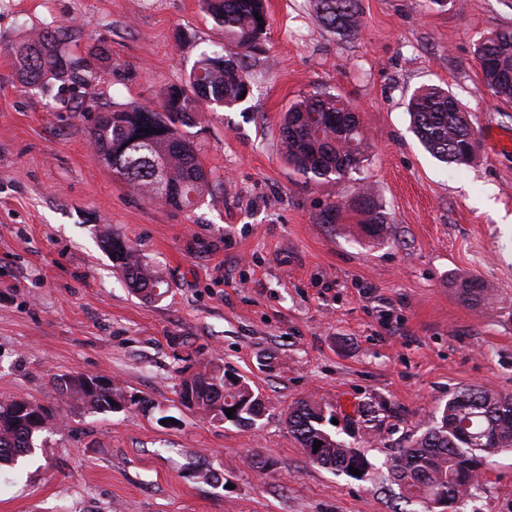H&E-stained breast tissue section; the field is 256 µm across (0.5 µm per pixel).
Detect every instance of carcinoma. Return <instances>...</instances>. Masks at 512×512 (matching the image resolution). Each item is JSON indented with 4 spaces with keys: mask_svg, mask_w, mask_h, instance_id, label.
Masks as SVG:
<instances>
[{
    "mask_svg": "<svg viewBox=\"0 0 512 512\" xmlns=\"http://www.w3.org/2000/svg\"><path fill=\"white\" fill-rule=\"evenodd\" d=\"M214 22L224 30L219 51L203 55L189 74V91H171L155 108L137 103L104 112L92 130L98 157L150 202L188 210L201 198L222 190L200 159V150L189 128L201 105L231 108L249 91L247 69L265 53L261 42L268 26L264 0H203ZM317 21L329 32L352 34L360 25L358 0H311ZM262 20H256L254 13ZM66 28L46 30L20 44L15 66L20 81L49 89L56 84L76 86L83 81L87 62L72 58L63 48ZM482 80L491 96L512 106V29L492 32L475 49ZM449 91L428 87L409 104L414 132L421 144L439 161L462 165L471 161L473 121L460 101ZM150 133H145V130ZM282 156L294 173L307 182L336 183L365 161L366 144L356 110L342 97L322 93L292 103L279 128ZM360 216L363 233L384 239L391 226L373 195L362 187L349 205ZM102 247L128 286L145 298L167 293L169 283L160 271L145 262L135 250L106 235ZM468 304L480 306L488 296L484 283L472 278L461 286ZM53 382L61 395L95 411H112L111 401L122 396L114 387L98 392L76 380ZM191 386L196 408L215 420H224V407L238 408L235 424L254 427L264 414L259 395L245 381L228 382L224 368L212 363L201 366L183 380ZM22 401L0 400V465H9L32 452L34 435L44 424H33L18 415ZM322 406L302 400L289 408L287 423L303 449L322 442L317 464L366 479L374 465L349 443L337 440L324 428ZM512 451V396L478 387L457 391L435 418L433 425L412 444L400 449L386 463L388 477L402 498L424 507V512L444 508L465 499L475 486V476L492 454ZM362 476L349 472V467Z\"/></svg>",
    "mask_w": 512,
    "mask_h": 512,
    "instance_id": "1",
    "label": "carcinoma"
}]
</instances>
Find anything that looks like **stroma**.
Wrapping results in <instances>:
<instances>
[{
	"label": "stroma",
	"mask_w": 512,
	"mask_h": 512,
	"mask_svg": "<svg viewBox=\"0 0 512 512\" xmlns=\"http://www.w3.org/2000/svg\"><path fill=\"white\" fill-rule=\"evenodd\" d=\"M265 3L248 99L201 109L194 129L224 192L183 211L113 176L91 131L112 106L184 86L222 41L201 0H0V398L51 414L33 452L0 469V512H404L383 463L461 388L512 394V152L487 137L512 133V107L492 100L474 57L512 28V0H359L360 27L344 36L308 0ZM61 26L66 51L90 63L82 84L24 86L16 46ZM427 86L470 111V164L442 163L415 137L408 102ZM323 92L360 114L366 159L340 182L307 183L280 155L279 127L291 103ZM363 186L390 219L386 239L349 210L322 221ZM107 234L168 293H133ZM469 278L487 305L463 302ZM208 360L260 393L259 428L180 404ZM77 372L145 403L69 404L51 379ZM300 399L334 412L328 431L374 464L367 479L307 457L286 423ZM457 512H512V452L490 457Z\"/></svg>",
	"instance_id": "1"
}]
</instances>
